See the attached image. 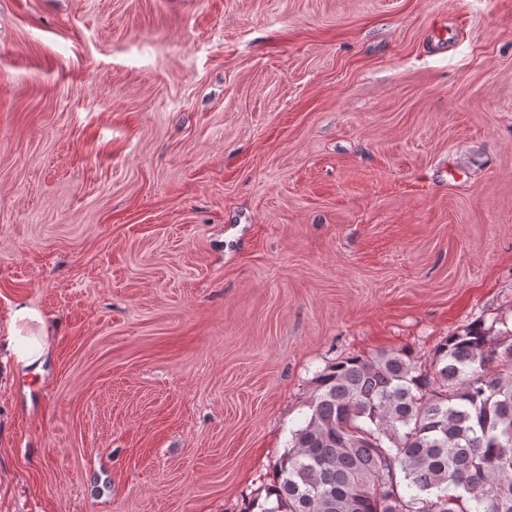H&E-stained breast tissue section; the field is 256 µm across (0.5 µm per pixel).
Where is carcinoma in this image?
I'll list each match as a JSON object with an SVG mask.
<instances>
[{"label":"carcinoma","mask_w":512,"mask_h":512,"mask_svg":"<svg viewBox=\"0 0 512 512\" xmlns=\"http://www.w3.org/2000/svg\"><path fill=\"white\" fill-rule=\"evenodd\" d=\"M261 512H512V343L482 324L430 366L354 356L317 379Z\"/></svg>","instance_id":"carcinoma-1"}]
</instances>
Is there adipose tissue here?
<instances>
[{
	"mask_svg": "<svg viewBox=\"0 0 512 512\" xmlns=\"http://www.w3.org/2000/svg\"><path fill=\"white\" fill-rule=\"evenodd\" d=\"M1 349L22 368L39 366L45 361L50 343L42 312L32 302L20 300L13 305L7 333L0 336Z\"/></svg>",
	"mask_w": 512,
	"mask_h": 512,
	"instance_id": "1",
	"label": "adipose tissue"
}]
</instances>
